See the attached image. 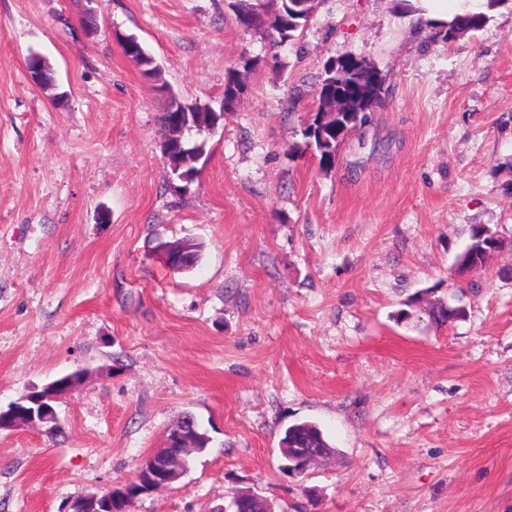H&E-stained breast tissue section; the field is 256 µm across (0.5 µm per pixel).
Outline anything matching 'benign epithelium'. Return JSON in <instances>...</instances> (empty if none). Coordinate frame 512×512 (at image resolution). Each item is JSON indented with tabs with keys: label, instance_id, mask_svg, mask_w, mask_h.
Instances as JSON below:
<instances>
[{
	"label": "benign epithelium",
	"instance_id": "obj_1",
	"mask_svg": "<svg viewBox=\"0 0 512 512\" xmlns=\"http://www.w3.org/2000/svg\"><path fill=\"white\" fill-rule=\"evenodd\" d=\"M81 373L64 376L40 392H32L21 401L11 404L8 409H0V431L18 430L28 427L47 426L56 428V415L53 403L70 393ZM197 429L191 417L185 415L182 421L168 428L162 447L152 455L153 475L146 478L137 474L126 484L92 494L74 502L72 512H86L90 504H101L108 512H124V502L132 496L151 493L171 486L188 470V456L199 450ZM328 456L325 448H300L288 455L290 463L285 465L290 471L303 473L317 460Z\"/></svg>",
	"mask_w": 512,
	"mask_h": 512
}]
</instances>
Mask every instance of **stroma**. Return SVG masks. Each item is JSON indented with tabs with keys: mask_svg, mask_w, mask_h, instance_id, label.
<instances>
[{
	"mask_svg": "<svg viewBox=\"0 0 512 512\" xmlns=\"http://www.w3.org/2000/svg\"><path fill=\"white\" fill-rule=\"evenodd\" d=\"M228 2L0 0V408L83 373L56 430L0 432V512L128 482L188 412L208 447L129 512L238 489L275 512H512V0L449 43L395 0H316L299 53ZM350 55L387 80L324 170L303 130ZM245 61L246 95L176 183L158 115L173 95L219 108ZM475 224L506 245L435 326ZM159 240L200 263L168 268ZM300 422L336 453L296 476L279 438Z\"/></svg>",
	"mask_w": 512,
	"mask_h": 512,
	"instance_id": "obj_1",
	"label": "stroma"
}]
</instances>
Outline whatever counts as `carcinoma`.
I'll use <instances>...</instances> for the list:
<instances>
[{
	"label": "carcinoma",
	"mask_w": 512,
	"mask_h": 512,
	"mask_svg": "<svg viewBox=\"0 0 512 512\" xmlns=\"http://www.w3.org/2000/svg\"><path fill=\"white\" fill-rule=\"evenodd\" d=\"M242 0H231L229 5L236 9V20L245 27L244 17H253L257 25L270 30L271 45L286 43L302 50L301 37L310 21L314 0H273L275 8L268 12L264 4L251 7L240 6ZM489 20L483 11L463 10L447 21L434 27L431 38L450 42L459 35L481 30ZM387 74L376 65L362 59L348 56L337 61L333 67H324L315 95L318 106L304 128L308 143L319 153V165L323 169L333 166L336 152L346 134L370 119V112L378 104ZM247 91L237 69L229 68L224 79V94L221 112L233 111L237 96ZM166 111L186 113L190 133L182 141V147L172 150L169 159L171 174L177 179H188L199 171L197 163L205 154L206 141L201 136L210 131L214 120L213 109L208 105H183L172 97ZM496 232L483 225H474L470 232V243L459 255L471 267L484 264L489 253L495 250ZM464 306L443 304L430 311L429 319L437 326L449 323L453 318H463ZM280 441L293 448L332 447L323 431L295 424L287 427Z\"/></svg>",
	"instance_id": "1"
}]
</instances>
